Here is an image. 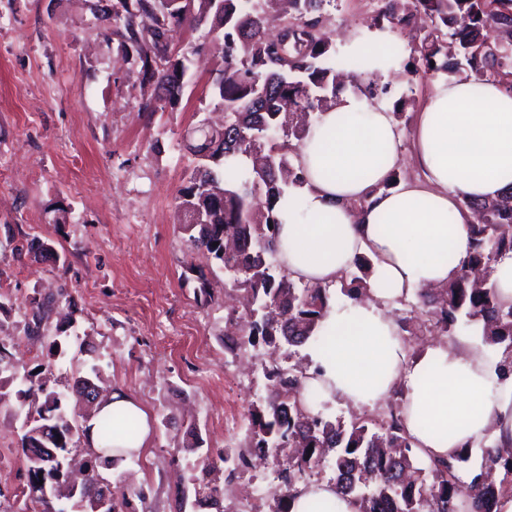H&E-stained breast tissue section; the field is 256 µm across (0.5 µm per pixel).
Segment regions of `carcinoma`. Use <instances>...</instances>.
<instances>
[{"instance_id": "obj_1", "label": "carcinoma", "mask_w": 512, "mask_h": 512, "mask_svg": "<svg viewBox=\"0 0 512 512\" xmlns=\"http://www.w3.org/2000/svg\"><path fill=\"white\" fill-rule=\"evenodd\" d=\"M331 0H115L114 18L124 22L121 51L141 65L144 79L154 85V101L175 107L184 90L188 57H172L165 39L171 23L206 25L217 38L214 48L224 67L213 86L214 106L224 111L226 134L200 145L194 153L209 152L195 165L181 191V229L186 243L203 250L206 259L229 276L230 285L245 293L243 313L248 323L242 337L229 349L272 345L284 339L298 345L315 336L331 298L329 287L297 285L276 258L278 218L275 203L288 196V187L300 180L294 169L290 140H300L313 123L312 114L325 111L340 90V67H357L346 57L336 61L331 34L322 31L320 15ZM380 14L392 26L409 24L422 13L446 29V39H425L413 70L435 73L448 69V47L455 48L475 75L495 80L512 77V0H412L414 11L401 12V0H380ZM296 16L291 29L271 34L277 20ZM263 87L261 109L252 106L255 85ZM152 101V102H154ZM152 102L144 108L155 111ZM478 215L469 225L472 251L459 264L448 286L424 290L416 308L430 327L446 333L458 316L482 323L486 344L512 347V307L498 300L491 275L498 258L512 252V191L489 201L465 200ZM351 300L364 296L365 278H341ZM55 300L36 294L30 299L33 327L38 333L43 316ZM301 366H276L265 371L270 396L249 416V446L224 452L227 478L253 467V458L283 455L276 471L281 493L275 512H288V500L300 483H308L320 467L332 460L334 483L360 505V512H497L511 485L495 484L479 473L465 480L464 451L452 462L423 461L411 447L401 409L392 408L376 424L358 418L345 424L332 421L304 402ZM18 391L28 404L22 453L34 478L32 491L55 493L67 471L59 460L90 473L85 494L106 498L100 512H120L127 498L117 500L111 484H99L98 466L112 464V416L98 421L102 441L99 455L79 444L77 420L62 404L61 395L38 388ZM486 467L512 472V456L497 446L483 449ZM49 482V488L39 485Z\"/></svg>"}]
</instances>
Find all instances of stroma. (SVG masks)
<instances>
[{
  "label": "stroma",
  "mask_w": 512,
  "mask_h": 512,
  "mask_svg": "<svg viewBox=\"0 0 512 512\" xmlns=\"http://www.w3.org/2000/svg\"><path fill=\"white\" fill-rule=\"evenodd\" d=\"M111 6L101 0L96 14L87 0H0V443L13 463L0 506L32 484L18 391L46 384L84 426L89 410L73 383L96 367L103 396L129 395L150 417L148 448L99 469L125 492L126 512H215L180 505L202 460L225 503L272 512L277 457L231 479L221 456L249 443V412L269 394L265 366L306 363V349L229 350L226 317L240 293L183 241L177 208L192 169L190 131L223 123L210 90L223 62L205 28L180 26L172 55L196 49L199 61L177 106L145 111L142 76L122 57L123 27L104 16ZM378 8L332 0L322 26L340 47L348 31L375 25ZM433 31L392 33L399 66L383 102L404 101L397 122L406 133L433 78L405 66ZM37 293L57 303L33 335ZM201 346L208 361L196 355ZM197 439L201 449L185 452Z\"/></svg>",
  "instance_id": "stroma-1"
}]
</instances>
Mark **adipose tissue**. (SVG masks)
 <instances>
[{
  "instance_id": "obj_1",
  "label": "adipose tissue",
  "mask_w": 512,
  "mask_h": 512,
  "mask_svg": "<svg viewBox=\"0 0 512 512\" xmlns=\"http://www.w3.org/2000/svg\"><path fill=\"white\" fill-rule=\"evenodd\" d=\"M388 35L362 28L346 36L348 55L366 72L388 76L396 59ZM411 164L418 176L384 183L401 158L392 112L359 93L338 96L302 138L300 176L280 205L277 257L292 279L334 284L356 256L372 261L367 293L330 305L320 322L328 348L309 353L308 388L355 407L406 389L404 425L425 459L449 460L487 441L512 447V371L504 352L470 338L440 341L408 354L389 313L415 288L446 286L470 247L473 215L463 202L512 187V87L480 77L437 79L414 128ZM112 458L120 463L148 446L149 421L134 398L116 393ZM290 512H359L335 485L297 486Z\"/></svg>"
}]
</instances>
